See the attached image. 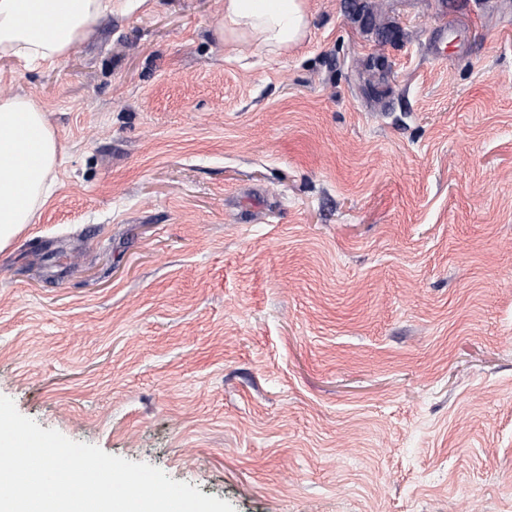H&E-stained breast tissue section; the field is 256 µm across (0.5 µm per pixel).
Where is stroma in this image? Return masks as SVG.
Instances as JSON below:
<instances>
[{"mask_svg":"<svg viewBox=\"0 0 512 512\" xmlns=\"http://www.w3.org/2000/svg\"><path fill=\"white\" fill-rule=\"evenodd\" d=\"M308 2L279 56L112 0L0 59L65 156L0 395L235 512H512V0Z\"/></svg>","mask_w":512,"mask_h":512,"instance_id":"1","label":"stroma"}]
</instances>
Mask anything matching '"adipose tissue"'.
<instances>
[{"label":"adipose tissue","instance_id":"ef3b65f1","mask_svg":"<svg viewBox=\"0 0 512 512\" xmlns=\"http://www.w3.org/2000/svg\"><path fill=\"white\" fill-rule=\"evenodd\" d=\"M111 0H0V57L52 66L87 37ZM307 0H224L228 43L280 54L308 34ZM62 162L56 133L32 96L0 91V248L33 223Z\"/></svg>","mask_w":512,"mask_h":512}]
</instances>
